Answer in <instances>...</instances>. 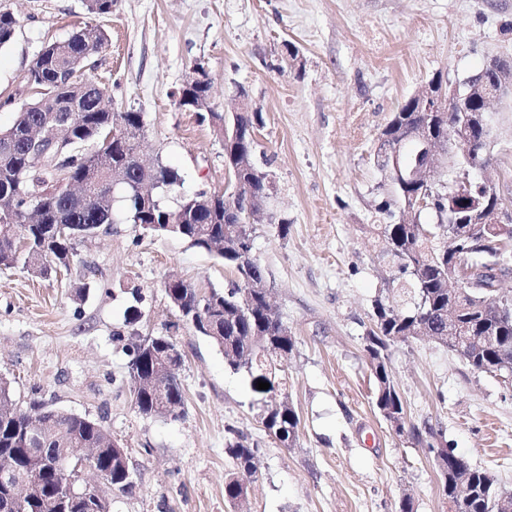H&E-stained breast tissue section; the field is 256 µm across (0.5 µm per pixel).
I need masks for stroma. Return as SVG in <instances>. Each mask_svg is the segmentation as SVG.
I'll return each instance as SVG.
<instances>
[{"instance_id":"stroma-1","label":"stroma","mask_w":512,"mask_h":512,"mask_svg":"<svg viewBox=\"0 0 512 512\" xmlns=\"http://www.w3.org/2000/svg\"><path fill=\"white\" fill-rule=\"evenodd\" d=\"M0 12L17 20L0 48L1 128L27 102L25 76L44 44L88 22L108 45L87 78L116 111L142 113L141 155L178 170L181 194H220L228 181L222 142L178 104L196 64L214 111L243 88L263 117L254 160L272 174L275 200L253 223L254 254L296 340L285 366L301 420L295 447L264 430L248 375L227 368L167 297L171 276L203 294L232 288L215 254L149 233L118 207L110 230L77 244L69 269L43 279L0 268V377L21 408L44 399L99 420L124 446L134 487L113 512H399L406 496L413 512H448L427 448L374 405L362 341L384 286L368 230L373 150L422 84L512 59V0H114L96 17L84 0H0ZM287 41L298 58L286 56ZM491 110L495 180L512 199V98ZM163 335L184 355L185 409L148 418L134 404L132 345ZM390 367L409 422L441 432L512 490V388L429 340L396 343ZM237 436L256 448L240 504L224 496L235 470L225 445Z\"/></svg>"}]
</instances>
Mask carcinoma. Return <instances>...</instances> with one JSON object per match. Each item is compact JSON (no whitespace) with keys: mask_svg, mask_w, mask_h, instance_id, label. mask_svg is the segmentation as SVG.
<instances>
[{"mask_svg":"<svg viewBox=\"0 0 512 512\" xmlns=\"http://www.w3.org/2000/svg\"><path fill=\"white\" fill-rule=\"evenodd\" d=\"M15 18L0 13V48L8 45L15 31ZM107 35L96 25L86 24L72 31L61 42L45 45L26 75L38 89L36 97L22 106L14 123L0 129V267H22L40 277H49L59 266L69 268L76 256V242L97 234L105 224L114 223V204L122 203L127 220L158 234L173 233L192 246L214 252L224 260V267L236 276L234 288L211 291L202 296L189 283L170 278L164 283L166 294L180 319L188 320L201 310L206 324L198 327L222 353L224 364L234 372L244 371L250 378L251 391L259 396V421L279 443L292 447L299 440L300 419L288 401L286 379L278 372L295 348L292 336L280 314L267 301L265 271L253 254V225L247 223V209L259 208L265 187L261 171L254 168L255 132L262 117L258 112H230L229 121L242 135L224 146V165L240 185L238 193L224 195L219 210L201 204L205 193L177 199L173 210L163 204V197L180 185L179 173L155 164L147 172L140 169L135 152V136L112 140V128L124 122L133 132L144 131L141 114L116 112L104 89L94 83L82 84L75 74L92 56L102 52ZM86 97L84 112L73 115L68 102ZM466 121L465 113L453 104L442 112H421L407 99L393 113L381 134L398 142L413 133L430 134L446 140ZM50 130L59 125L63 157L78 164L38 160L30 152L27 132L36 125ZM418 141L408 140L399 151L398 163L411 169L423 163ZM452 177L446 181L412 184L407 188L395 171L382 175L373 200L374 210L384 223L370 225L384 246L379 251L385 267V288L372 304L371 325L364 334V351L373 365L375 404L385 420L398 415L407 418L404 403L394 384L390 369V349L395 340L427 337L455 351L477 373H492L504 379L512 376V321L503 319L499 307H512V295L495 288V275L474 259L469 279L474 286L448 287L457 279V257L448 254L439 238L453 229L456 236L471 233L475 250L495 253L507 244L512 248V230L499 235L486 228L471 231L467 224L448 226L450 199L461 192L478 196L477 185L462 182L465 159L449 155ZM71 181L89 184V195L76 200L66 192ZM428 192L433 206L426 214L437 219L434 224L407 223L403 213L413 207L411 194ZM459 327V334L448 337V316ZM177 348L171 336H147L134 345L130 377L136 407L146 417H167L184 406V392L178 377L182 360L172 361L163 390L147 384L154 366ZM269 383L259 390L257 381ZM11 384L0 380V457L11 458L16 469L26 473L39 467L29 452L28 412L15 414ZM34 415L46 423L39 448L53 460L66 448H97L98 467L108 472L112 493L118 497L129 492L128 457L111 454L112 437L97 421L66 413L44 403L33 404ZM407 433L432 449L433 463L441 481L444 500L454 505L453 512H504L503 490L490 472L460 464V471L448 463V448L437 449L442 434L414 425ZM226 452L237 462L240 474H231L225 483V497L240 500L247 494L246 478L253 476L250 466L256 448L242 441L228 442ZM43 495L23 500L20 512H44V497L58 496L56 512H112V501L97 502L88 496L77 501L63 492L65 478L55 471L42 476Z\"/></svg>","mask_w":512,"mask_h":512,"instance_id":"obj_1","label":"carcinoma"}]
</instances>
